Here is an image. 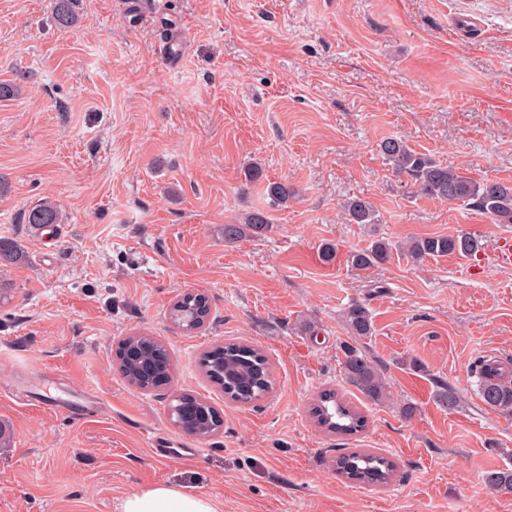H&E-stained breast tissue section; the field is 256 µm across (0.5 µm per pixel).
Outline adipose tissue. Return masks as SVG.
Masks as SVG:
<instances>
[{
    "label": "adipose tissue",
    "instance_id": "ef3b65f1",
    "mask_svg": "<svg viewBox=\"0 0 512 512\" xmlns=\"http://www.w3.org/2000/svg\"><path fill=\"white\" fill-rule=\"evenodd\" d=\"M120 512H217L211 497L161 484L123 498Z\"/></svg>",
    "mask_w": 512,
    "mask_h": 512
}]
</instances>
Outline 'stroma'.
I'll return each instance as SVG.
<instances>
[{"mask_svg":"<svg viewBox=\"0 0 512 512\" xmlns=\"http://www.w3.org/2000/svg\"><path fill=\"white\" fill-rule=\"evenodd\" d=\"M170 40L177 56L162 54ZM1 82L24 92L0 100V239L21 249L0 265V512H119L161 483L218 512H512V494L484 481L512 467V415L485 407L473 373L478 358L512 360V266L493 261L512 224L417 196L378 148L403 138L474 179L512 181V0H80L66 30L49 0H0ZM252 162L263 180L246 181ZM270 182L296 197L272 205ZM353 197L378 223H346ZM46 199L65 222L23 223ZM255 208L270 229L225 242ZM461 232L479 255L417 265L399 249ZM383 238L387 263L347 264ZM198 291L205 326L176 328L170 305ZM354 302L375 328L358 343L341 318ZM134 333L168 350L165 388L123 378L115 350ZM233 341L271 364L273 391L249 406L199 365ZM351 343L379 364L387 400L345 381ZM440 381L457 410L436 404ZM325 390L359 408L363 432L316 427ZM180 393L217 409L218 434L172 424ZM79 394L98 412L76 420L49 403ZM158 436L201 455L160 454ZM349 448L394 460L396 477L346 482L336 458Z\"/></svg>","mask_w":512,"mask_h":512,"instance_id":"1","label":"stroma"}]
</instances>
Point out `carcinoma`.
Returning a JSON list of instances; mask_svg holds the SVG:
<instances>
[{
	"instance_id": "obj_1",
	"label": "carcinoma",
	"mask_w": 512,
	"mask_h": 512,
	"mask_svg": "<svg viewBox=\"0 0 512 512\" xmlns=\"http://www.w3.org/2000/svg\"><path fill=\"white\" fill-rule=\"evenodd\" d=\"M51 9L56 23L67 28L77 22L76 0H51ZM379 150L391 165L392 172L407 177L416 191L431 199L445 202L467 203L483 213L492 224H512V182L475 180L467 173L450 169L430 155L419 152L398 138L381 141ZM267 194L277 204H286L294 197L295 190L282 182H270ZM345 215L351 224H375L377 211L367 201L355 198L345 204ZM24 223L36 228L63 223L60 206L45 200L28 209ZM270 226L268 214L262 209H253L239 224L224 225V241L231 243L250 235L259 236ZM482 249L481 240L470 234L415 237L408 241L404 252L414 263L428 258L458 255L469 257ZM392 246L385 240H376L364 249L349 253L347 262L357 270H367L387 262L391 258ZM169 319L185 331H193L198 325L193 307L187 301L174 302L169 310ZM343 322L354 339H367L374 333V323L365 305L354 303L342 314ZM205 375L224 376V394L231 400L251 404L264 398L273 388L267 357L238 342H229L217 351L205 352L200 360ZM479 397L488 408L502 413H512V384L502 381L503 367L497 359L480 360L476 364ZM343 375L347 383L375 402L387 398V386L379 369L367 355L349 348L342 362ZM436 403L448 410L459 406L457 389L440 383L434 395ZM204 417L203 425L190 435L204 439L223 425L219 414L208 403L199 402ZM311 415L322 429L331 434L353 435L365 426V418L356 408L334 392L321 394L311 408ZM336 469L347 480L367 486L388 484L396 471L395 463L387 457L367 451H352L336 460ZM485 482L494 490L512 494V468L490 471Z\"/></svg>"
}]
</instances>
